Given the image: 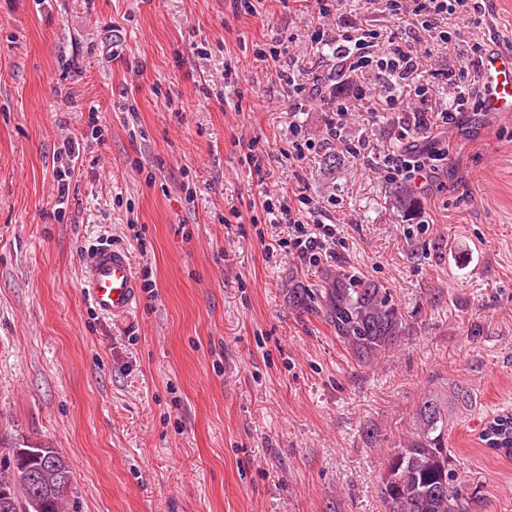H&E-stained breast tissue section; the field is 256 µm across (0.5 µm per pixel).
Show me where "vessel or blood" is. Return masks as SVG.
I'll return each instance as SVG.
<instances>
[{
  "label": "vessel or blood",
  "mask_w": 512,
  "mask_h": 512,
  "mask_svg": "<svg viewBox=\"0 0 512 512\" xmlns=\"http://www.w3.org/2000/svg\"><path fill=\"white\" fill-rule=\"evenodd\" d=\"M480 73L485 88L482 111L512 112V51L487 52ZM87 276L92 301L100 312L117 320L131 314L138 302L139 287L125 251L110 247L97 250Z\"/></svg>",
  "instance_id": "b4317fda"
}]
</instances>
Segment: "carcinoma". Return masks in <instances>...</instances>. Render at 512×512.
Instances as JSON below:
<instances>
[{
  "label": "carcinoma",
  "mask_w": 512,
  "mask_h": 512,
  "mask_svg": "<svg viewBox=\"0 0 512 512\" xmlns=\"http://www.w3.org/2000/svg\"><path fill=\"white\" fill-rule=\"evenodd\" d=\"M394 198L405 211L416 204L403 185ZM313 297L316 312L360 363L394 348L406 330L391 291L370 279L339 269L317 295L296 292L305 308ZM415 416V431L389 455L381 476L385 512H472L474 498L462 495L465 480L448 455V408L427 396ZM481 433L489 449L512 456V412L485 421ZM71 486L70 462L58 449L12 441L0 463V512H66Z\"/></svg>",
  "instance_id": "1"
}]
</instances>
